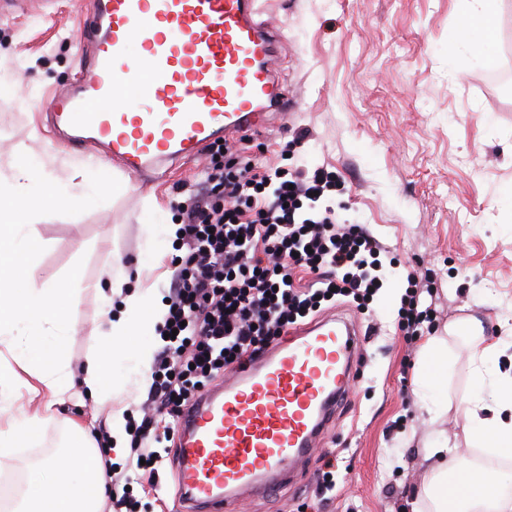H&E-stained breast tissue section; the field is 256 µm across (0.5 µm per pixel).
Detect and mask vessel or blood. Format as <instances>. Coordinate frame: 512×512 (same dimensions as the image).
<instances>
[{"instance_id": "obj_1", "label": "vessel or blood", "mask_w": 512, "mask_h": 512, "mask_svg": "<svg viewBox=\"0 0 512 512\" xmlns=\"http://www.w3.org/2000/svg\"><path fill=\"white\" fill-rule=\"evenodd\" d=\"M92 51L44 108L94 166L162 181L204 144L287 114L275 34L256 0H90ZM140 56H132V46ZM356 329L327 317L289 329L201 392L177 423L170 512H228L272 493L318 447L350 390Z\"/></svg>"}]
</instances>
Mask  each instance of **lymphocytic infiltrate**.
<instances>
[{
  "instance_id": "1",
  "label": "lymphocytic infiltrate",
  "mask_w": 512,
  "mask_h": 512,
  "mask_svg": "<svg viewBox=\"0 0 512 512\" xmlns=\"http://www.w3.org/2000/svg\"><path fill=\"white\" fill-rule=\"evenodd\" d=\"M335 172L298 176L237 153L212 161L181 217L173 273L157 329L164 342L150 367L143 414L127 427V471L108 466L112 512H134L130 479L157 485L177 420L201 389L222 379L323 305H367L383 287L386 249L362 224L341 222ZM306 284H296L295 274ZM431 276L408 277L398 328L433 329Z\"/></svg>"
}]
</instances>
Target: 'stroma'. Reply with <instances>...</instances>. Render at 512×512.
<instances>
[{"label":"stroma","mask_w":512,"mask_h":512,"mask_svg":"<svg viewBox=\"0 0 512 512\" xmlns=\"http://www.w3.org/2000/svg\"><path fill=\"white\" fill-rule=\"evenodd\" d=\"M260 8L282 36L274 68L295 105L275 128L234 137L230 146L293 171L336 170L348 188L336 200L340 218L367 225L397 258L368 311L346 303L325 310L355 323L364 358L325 434L336 453V488L321 512H401L420 479L431 430L424 403L447 402L449 446L476 462L487 454L469 441L464 407L474 371L465 346L472 317L487 339L512 336V96L486 79L490 66L512 68V0H498L490 63L469 44L448 46L466 20L465 0H261ZM89 22L88 0H60L50 18L34 11L0 17V171L25 144L33 162L55 158L61 180L88 190L76 208L47 207L31 193L41 245L16 259L15 286L25 292L31 264L41 280L74 272L102 283L118 257L160 299L172 271L167 226L178 216L177 192L199 181L213 150L156 184L89 165L82 151L52 139L42 102L70 84ZM301 128L309 140L283 154ZM427 272L437 328L453 325L459 334L449 344L446 385L423 401L416 393L420 342L398 330L397 310L407 276ZM71 311L79 330L65 340L69 374L81 377L89 355L110 354L106 384L123 390L136 414L145 394L135 381L137 355L158 350L159 335L149 331L112 348L91 290L72 299ZM61 414L43 425L34 446L0 465L17 474V489L46 449L68 447L64 419L108 428L107 406L77 386ZM322 465L311 455L296 465L292 485L240 501L235 512H296Z\"/></svg>","instance_id":"35a3bbf8"}]
</instances>
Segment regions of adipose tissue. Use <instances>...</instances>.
<instances>
[{"label":"adipose tissue","mask_w":512,"mask_h":512,"mask_svg":"<svg viewBox=\"0 0 512 512\" xmlns=\"http://www.w3.org/2000/svg\"><path fill=\"white\" fill-rule=\"evenodd\" d=\"M112 294L121 298L124 309L111 320L113 345H121L133 333L154 329L164 310L145 290L129 285L127 271H120L111 281ZM69 284L48 280L17 295L13 281L0 277V347L12 351L20 369L30 381L29 393L38 404L34 412L18 405L14 394L0 396V455L12 454L17 432L58 420L62 403L60 392L68 381L57 343L43 341L45 331L58 340L74 327L68 309ZM422 375L419 395L447 378L448 341L446 337L429 338L418 350ZM105 362L94 357L80 384L90 397L109 402L112 409L110 437L123 441L124 401L106 390L103 382ZM491 394L475 393L465 406L467 418L475 424L477 442L496 453L512 456V376L494 382ZM101 450L96 441L82 448H69L61 454L43 458L31 469V490L25 491L24 512H100L108 483L99 465ZM93 483L95 492L85 495V483ZM498 471L477 467L470 460L451 451L442 436L428 441L422 453V473L415 487L412 512H512V498L502 495Z\"/></svg>","instance_id":"1"}]
</instances>
